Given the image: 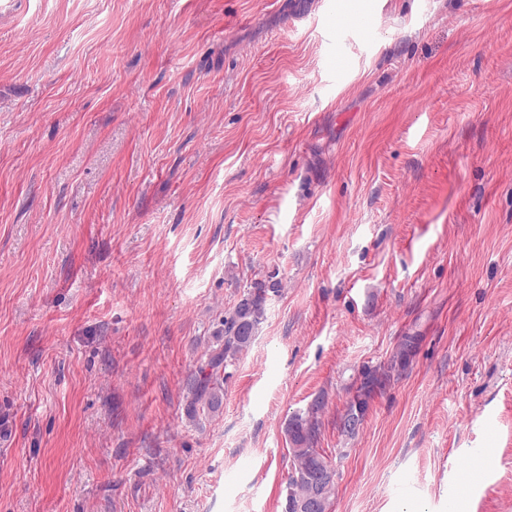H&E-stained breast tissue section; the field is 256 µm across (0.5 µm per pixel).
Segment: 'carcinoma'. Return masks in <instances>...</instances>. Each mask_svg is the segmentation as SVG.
<instances>
[{"label": "carcinoma", "mask_w": 512, "mask_h": 512, "mask_svg": "<svg viewBox=\"0 0 512 512\" xmlns=\"http://www.w3.org/2000/svg\"><path fill=\"white\" fill-rule=\"evenodd\" d=\"M279 283L271 280H256L248 291L240 296L237 303L224 313L222 328L217 340L219 344L206 353V361L200 365L189 388L190 399L187 413L194 417L199 413L214 414L219 411L224 400L225 370L235 363L247 350L265 314L266 294L277 291ZM416 337L405 336L387 364L362 373V379L355 394L351 397L343 417H364L372 394L383 388L393 377L405 370L415 348ZM323 402L314 401L304 413H296L288 419L289 462L286 483L285 512H297L295 505L313 496L316 485L308 478L313 470L335 472V468L325 454L317 447L320 434L318 414Z\"/></svg>", "instance_id": "obj_1"}]
</instances>
